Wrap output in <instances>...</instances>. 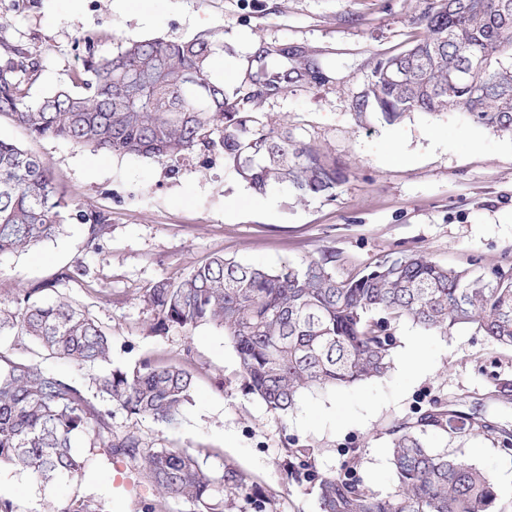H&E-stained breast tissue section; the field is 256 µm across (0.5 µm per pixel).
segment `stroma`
I'll return each instance as SVG.
<instances>
[{"label": "stroma", "mask_w": 512, "mask_h": 512, "mask_svg": "<svg viewBox=\"0 0 512 512\" xmlns=\"http://www.w3.org/2000/svg\"><path fill=\"white\" fill-rule=\"evenodd\" d=\"M427 0H0V44L39 64L38 98L69 85L92 40L98 54L128 38L180 40L223 28L224 53L214 69L240 89L259 120L295 128L327 148L346 179L335 197L299 198L288 187L257 194L224 165L223 155L197 152L178 172L133 155L78 149L54 138L30 139L8 120L0 138L42 158L68 200L105 213L97 243L66 215L63 230L34 250L0 258V300L44 282L53 297L89 309L112 337L110 364L131 368L150 358L179 363L196 384L175 424L112 411V431H134L146 448H193L210 470L248 475L274 512H318L306 481L291 476L287 451L306 446L313 464L333 474L356 465L366 485L394 494L390 432L433 403L479 412L512 433V348L470 327L449 335L396 328L397 345L383 377L336 392L305 394L280 417L245 394L239 362L222 328L173 326L155 335L144 296L156 282L184 277L220 254L276 268L328 252L337 278L352 277L388 255L419 251L476 274L512 269V137L476 126L459 113L415 112L388 125L359 123L355 103L378 59L407 50L424 30L415 22ZM286 50L294 63L288 85L268 90L247 77L259 48ZM317 63L314 80L297 63ZM83 265L86 274L63 278ZM421 345L422 365L404 364L408 339ZM0 351L88 383L93 372L50 358L21 336L0 337ZM429 449L467 461L495 481L496 512H512V447L480 435L428 433ZM116 468L98 461L79 481L44 487L0 467V497L16 512H54L75 493L111 496Z\"/></svg>", "instance_id": "1"}]
</instances>
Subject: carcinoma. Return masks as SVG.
Wrapping results in <instances>:
<instances>
[{"mask_svg": "<svg viewBox=\"0 0 512 512\" xmlns=\"http://www.w3.org/2000/svg\"><path fill=\"white\" fill-rule=\"evenodd\" d=\"M425 29L406 51L377 62L355 115L392 125L414 113L455 110L477 125L512 137V0H432L417 17ZM82 71L71 85L37 100L28 85L37 66L14 49L0 55V117L35 138H59L78 149L136 155L173 165L198 150L217 151L254 192L286 184L296 196L330 194L345 180L323 149L257 120L239 90L213 77L224 51L219 31L181 41L128 39L110 56L86 43ZM288 54L258 56L257 79L280 86ZM76 213L95 241L107 222L93 209L64 199L57 178L36 154L0 138V256L27 251L62 228V211ZM333 254L277 269L215 255L178 281L160 280L144 295L155 330L179 325L224 329L238 357L244 391L281 417L305 390H336L378 378L391 367L395 328L409 321L429 333L471 326L512 346V275L444 267L412 252L386 257L368 271L338 279ZM41 282L0 300V336H25L79 370L108 362L111 336L90 311L44 295ZM184 365L144 359L111 368L90 386L30 360L0 354V465L49 485L80 479L98 455L137 462L140 481L193 512H224L227 492L265 512L248 476L231 467L205 468L190 448H141L138 435L112 434L115 406L132 417L170 425L194 387ZM484 435L495 429L475 414L435 404L413 423L392 430L393 495L373 493L355 467L318 472L309 448H289L295 477L315 492L319 512H492L490 478L464 460L432 453L431 432ZM89 450H75L77 440ZM107 497L76 495L57 512H113Z\"/></svg>", "mask_w": 512, "mask_h": 512, "instance_id": "1", "label": "carcinoma"}]
</instances>
